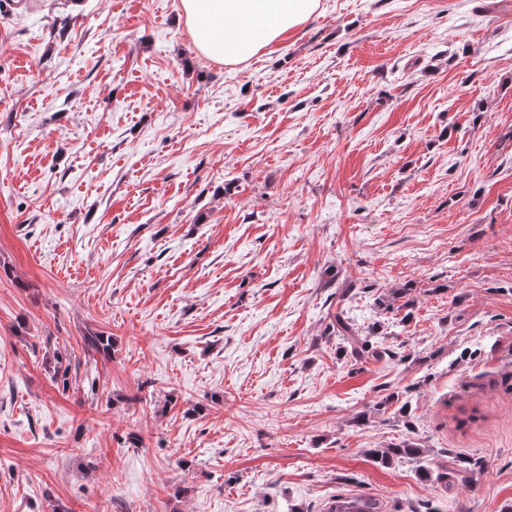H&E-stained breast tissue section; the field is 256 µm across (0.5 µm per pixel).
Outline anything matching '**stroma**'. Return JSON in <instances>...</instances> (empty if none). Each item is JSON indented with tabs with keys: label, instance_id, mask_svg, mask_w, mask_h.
Returning a JSON list of instances; mask_svg holds the SVG:
<instances>
[{
	"label": "stroma",
	"instance_id": "obj_1",
	"mask_svg": "<svg viewBox=\"0 0 512 512\" xmlns=\"http://www.w3.org/2000/svg\"><path fill=\"white\" fill-rule=\"evenodd\" d=\"M15 2L0 512H512V0H320L234 65L181 0ZM409 439L443 481L367 455ZM334 318L336 321L338 336H346L345 339L350 346V355L354 360L364 361L370 359V357L377 359L382 357V353L384 352L373 348V345L369 344V341L364 340L363 342H360L357 338L350 337L355 336V334L351 331V325L343 316L342 311H336Z\"/></svg>",
	"mask_w": 512,
	"mask_h": 512
}]
</instances>
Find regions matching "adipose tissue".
Instances as JSON below:
<instances>
[{
    "label": "adipose tissue",
    "instance_id": "obj_1",
    "mask_svg": "<svg viewBox=\"0 0 512 512\" xmlns=\"http://www.w3.org/2000/svg\"><path fill=\"white\" fill-rule=\"evenodd\" d=\"M319 0H181L199 53L228 63L248 59L301 26Z\"/></svg>",
    "mask_w": 512,
    "mask_h": 512
}]
</instances>
